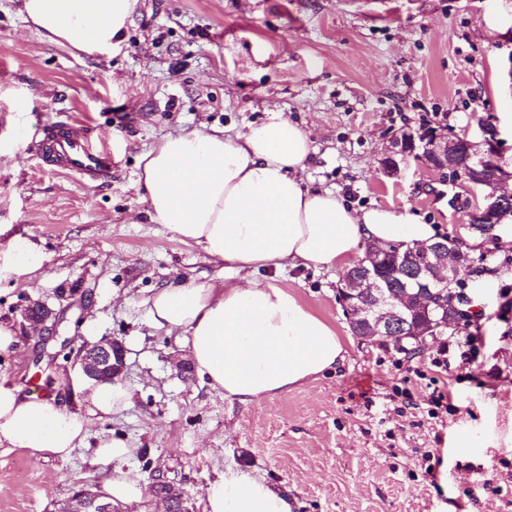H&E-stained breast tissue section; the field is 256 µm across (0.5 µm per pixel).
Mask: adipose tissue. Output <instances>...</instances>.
<instances>
[{"mask_svg":"<svg viewBox=\"0 0 512 512\" xmlns=\"http://www.w3.org/2000/svg\"><path fill=\"white\" fill-rule=\"evenodd\" d=\"M137 0H23L26 22L48 42L88 56L119 48ZM311 152L298 123L270 109L235 135L197 128L166 137L141 156L136 191L151 217L224 265V285L174 281L146 301L151 327L177 335L198 373L225 400H271L334 370L344 342L262 268L324 269L367 247L433 241L435 228L410 211L349 209L302 174ZM121 381L90 383L89 412H121ZM88 436L85 419L24 394L0 375V446L68 457ZM136 453L121 437L100 439L99 461L114 463L100 490L113 504L138 503L146 488L124 463ZM287 493L258 471L227 468L205 489V512H292Z\"/></svg>","mask_w":512,"mask_h":512,"instance_id":"adipose-tissue-1","label":"adipose tissue"}]
</instances>
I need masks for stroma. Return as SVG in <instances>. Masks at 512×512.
I'll return each instance as SVG.
<instances>
[{"label": "stroma", "mask_w": 512, "mask_h": 512, "mask_svg": "<svg viewBox=\"0 0 512 512\" xmlns=\"http://www.w3.org/2000/svg\"><path fill=\"white\" fill-rule=\"evenodd\" d=\"M23 0H0V259L31 241L43 266L27 283L0 278V321L19 338L10 378L25 393L88 416L81 343L125 348L120 413L89 418L70 457L0 447V512H58L79 486L98 485L99 438L138 449L127 468L150 484L161 472L204 512V491L229 467L288 487L294 512H512V223L470 233L473 191L409 161L381 172L384 150L406 130L480 142L495 126L494 161L512 172V0H138L119 50L86 56L28 27ZM508 19L489 34L485 15ZM281 109L308 134L303 179L352 208H410L438 236L470 242L488 272L460 276L476 315L470 365L432 366L450 336L408 355L394 342L355 336L338 298L344 267L272 268L345 343L336 371L247 406L214 393L176 336L149 325L144 298L174 280L224 285V266L155 223L136 192L140 156L207 123L228 132ZM65 116L104 139L109 178L86 185L48 169L32 144ZM62 323L28 325L34 301ZM425 378H418L417 370ZM453 410L430 418L435 387ZM467 432L471 445L454 437ZM446 477L427 473L425 455Z\"/></svg>", "instance_id": "obj_1"}]
</instances>
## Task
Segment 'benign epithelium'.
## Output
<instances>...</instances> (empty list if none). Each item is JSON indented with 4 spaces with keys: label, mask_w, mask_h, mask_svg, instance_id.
Wrapping results in <instances>:
<instances>
[{
    "label": "benign epithelium",
    "mask_w": 512,
    "mask_h": 512,
    "mask_svg": "<svg viewBox=\"0 0 512 512\" xmlns=\"http://www.w3.org/2000/svg\"><path fill=\"white\" fill-rule=\"evenodd\" d=\"M482 133L484 150L481 151L464 138L405 131L388 148L382 162L383 173L390 178L399 176L400 164L418 155L422 157L427 168L454 172L459 179L472 184L482 177L486 155L493 153L497 144L498 133L495 128L486 127ZM511 200L512 196L504 193L492 192L484 196L482 202L476 204L470 211V218L467 219L468 229L481 234L488 233L489 223L499 219L506 208V203ZM461 253H463L462 243L454 238L424 245V261H418L411 266L412 287L437 288L439 292L433 293V296L440 297L438 303H444L445 293L442 289L457 279L460 265V261L452 260L450 256ZM359 284L377 289V294L370 298L367 304L357 305L350 302L345 288H338L339 300L349 317L363 318L366 322L373 324L371 334L391 338L399 345L407 339L418 345L426 344L427 336L423 333L418 332L411 338L395 335L396 329L403 325L404 310L386 296L387 285L371 263L361 264ZM24 317L29 324L40 328L46 327L49 321L54 328L60 324V320L54 317V312L40 302L32 304L26 310ZM473 317V307L456 306L450 315H445L432 324V329L445 328L451 323L457 326ZM80 352L82 372L87 379L96 382H112L122 375L124 353L123 346L118 340L103 337L86 343ZM152 492L156 498L165 503L166 512H175L177 508L181 509V512H188V500L166 477L154 480ZM58 512H117V508L112 506V500L100 491L82 488L75 492Z\"/></svg>",
    "instance_id": "obj_1"
}]
</instances>
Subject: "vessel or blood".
Here are the masks:
<instances>
[{
    "mask_svg": "<svg viewBox=\"0 0 512 512\" xmlns=\"http://www.w3.org/2000/svg\"><path fill=\"white\" fill-rule=\"evenodd\" d=\"M36 148L46 166L81 179L100 181L112 172V153L104 142L95 140L88 129L66 121L46 123Z\"/></svg>",
    "mask_w": 512,
    "mask_h": 512,
    "instance_id": "vessel-or-blood-1",
    "label": "vessel or blood"
}]
</instances>
